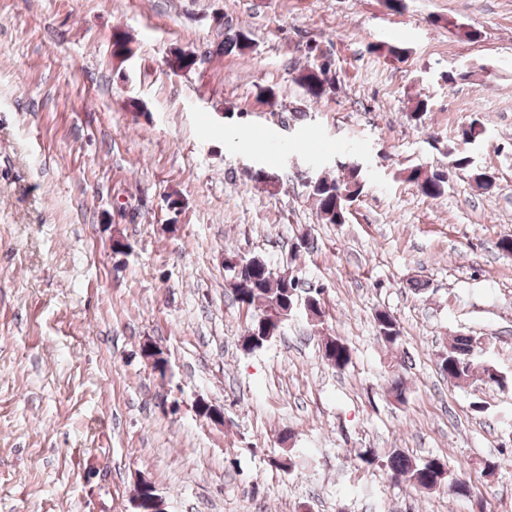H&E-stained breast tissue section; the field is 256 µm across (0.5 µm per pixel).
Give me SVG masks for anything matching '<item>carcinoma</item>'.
Returning a JSON list of instances; mask_svg holds the SVG:
<instances>
[{"instance_id":"cac0c4a2","label":"carcinoma","mask_w":512,"mask_h":512,"mask_svg":"<svg viewBox=\"0 0 512 512\" xmlns=\"http://www.w3.org/2000/svg\"><path fill=\"white\" fill-rule=\"evenodd\" d=\"M252 49V39L245 28L228 33L224 38V53L245 55ZM368 52L397 58L404 53L401 47L380 42L370 44ZM130 53L125 32L117 29L112 33V56L126 58ZM313 60L301 67L295 77L296 83L304 94L311 99H320L327 88L332 86L329 73L334 61L327 55L318 56L315 48H309ZM197 64L194 53L176 51L169 60V66L176 71H189ZM486 127L477 117L459 127L457 140L465 146L461 152L457 148L448 149V158L456 169L467 172L468 179L480 187L487 189L489 185L480 180L481 173L473 169L472 157L468 148L476 146L485 139ZM336 165L343 170L339 178L322 177L311 186L312 196L321 219L327 224H346L349 221L351 208L359 197L363 196L367 186L364 171L352 165V159L338 161ZM404 181L416 185L422 194L430 198H439L445 194L448 187V174L442 169H426L420 165L404 169ZM226 271L230 272L229 286L241 303L248 304L249 320L244 331L242 348L252 352L272 338L295 312L293 296L289 289L301 288L292 275L281 274L272 269L265 260L258 256L231 259L226 263ZM310 295L308 315L321 318L324 315L322 289L307 290ZM378 337L389 346H395L401 341V330L397 318L388 311L377 310L373 314ZM322 348L326 350L324 359L332 367L342 370L351 361V352L347 343L335 336L323 339ZM487 348L483 336L460 334L455 336L448 347L440 353L438 359L439 371L456 382L470 379L476 371H481L482 382L486 386H506L505 377L494 371L492 366L482 363L481 356ZM407 387L403 377L391 365V376L388 380L387 393L396 404L406 402ZM365 463L378 464L387 470L395 479H400L415 489L432 491L444 488V493L452 498H468L472 493L469 481L457 478L451 474L449 465L439 458H415L403 451H394L386 456H378L371 450L362 454Z\"/></svg>"}]
</instances>
